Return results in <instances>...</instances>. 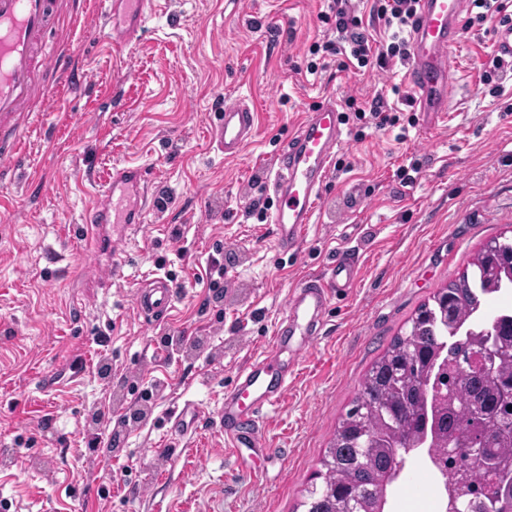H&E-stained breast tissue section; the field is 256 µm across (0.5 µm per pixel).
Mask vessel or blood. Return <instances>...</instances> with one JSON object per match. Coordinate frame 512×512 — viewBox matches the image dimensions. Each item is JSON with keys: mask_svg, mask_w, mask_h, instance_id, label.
<instances>
[{"mask_svg": "<svg viewBox=\"0 0 512 512\" xmlns=\"http://www.w3.org/2000/svg\"><path fill=\"white\" fill-rule=\"evenodd\" d=\"M58 0H0V128L24 110L34 90L36 69L51 72L64 60L43 52V37ZM467 0H418L410 32L411 55L405 74L415 106L424 115L443 120L455 95L449 57L458 41ZM156 0H107L103 31L113 50L132 45L154 12ZM493 42L498 57L512 62V21L497 23ZM340 103L321 97L299 122L277 157L267 189L275 198L270 214L276 243L292 249L300 241L323 201L332 162L344 144ZM257 136V111L244 98L224 101L212 137L225 157L241 156ZM149 173L142 165H116L96 206L85 222L129 227L143 223L147 210ZM323 281L304 280L289 293L269 351L241 369L224 393L218 411L224 442L232 449L265 448L261 424L284 398L288 380L325 326L334 300L348 296L356 285L359 264L337 259ZM176 288L168 276L156 274L138 289L135 301L147 318L171 309Z\"/></svg>", "mask_w": 512, "mask_h": 512, "instance_id": "vessel-or-blood-1", "label": "vessel or blood"}]
</instances>
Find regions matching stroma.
<instances>
[{"label":"stroma","instance_id":"1","mask_svg":"<svg viewBox=\"0 0 512 512\" xmlns=\"http://www.w3.org/2000/svg\"><path fill=\"white\" fill-rule=\"evenodd\" d=\"M157 3L119 54L102 36L104 0H61L45 42L71 69L0 136L19 143L0 169V512H295L371 364L485 242L512 236V67L485 83L493 21L461 30L451 111L426 129L399 60L357 72L331 57L308 72L312 45L332 36L327 0ZM326 93L383 94L400 120L345 122L320 210L285 251L244 211ZM236 96L254 102L258 131L228 159L210 123ZM413 157L421 171L406 184L397 169ZM127 161L149 168L157 203L127 239L88 246L95 188ZM343 252L360 280L263 421L274 455L240 466L216 423L224 391L268 347L290 288ZM215 256L219 292L206 278ZM157 272L180 293L150 322L135 291ZM186 402L201 414L192 436L170 418ZM421 473L407 456L386 512H412Z\"/></svg>","mask_w":512,"mask_h":512}]
</instances>
